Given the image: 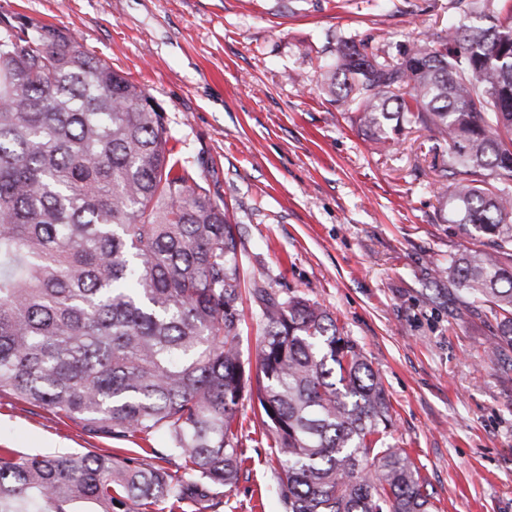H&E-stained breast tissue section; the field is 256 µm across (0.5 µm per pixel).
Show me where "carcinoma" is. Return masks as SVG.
Wrapping results in <instances>:
<instances>
[{
    "instance_id": "cac0c4a2",
    "label": "carcinoma",
    "mask_w": 512,
    "mask_h": 512,
    "mask_svg": "<svg viewBox=\"0 0 512 512\" xmlns=\"http://www.w3.org/2000/svg\"><path fill=\"white\" fill-rule=\"evenodd\" d=\"M446 9L461 23L394 51L336 36L319 86L375 143L407 124L448 145V221L481 248L443 273L494 313L497 360L512 348V0ZM238 253L224 203L168 149L161 105L63 30L0 14V391L146 443L0 448V512L217 507L245 462L252 398L286 512H433L418 468L384 446L381 377L329 311L253 285L256 369L242 360Z\"/></svg>"
}]
</instances>
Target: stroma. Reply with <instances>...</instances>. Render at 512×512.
<instances>
[{
    "label": "stroma",
    "mask_w": 512,
    "mask_h": 512,
    "mask_svg": "<svg viewBox=\"0 0 512 512\" xmlns=\"http://www.w3.org/2000/svg\"><path fill=\"white\" fill-rule=\"evenodd\" d=\"M446 0H0L71 35L164 109L168 147L225 202L246 282L330 311L380 374L385 442L419 467L438 512H512V349L443 270L470 241L432 169L445 152L406 128L376 146L317 87L326 37L377 47L448 24ZM247 461L217 512H285L271 438L244 408ZM80 421L0 392V448L111 449Z\"/></svg>",
    "instance_id": "35a3bbf8"
}]
</instances>
